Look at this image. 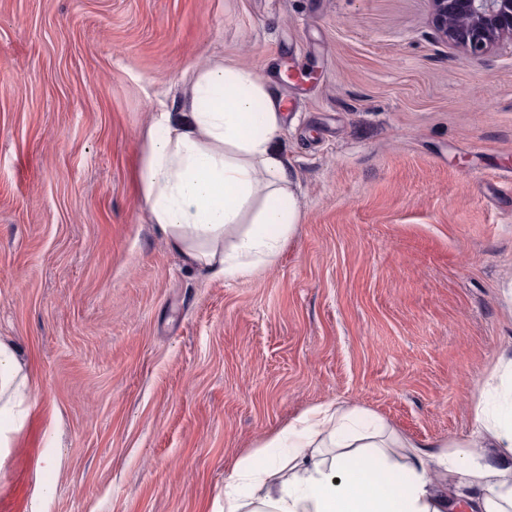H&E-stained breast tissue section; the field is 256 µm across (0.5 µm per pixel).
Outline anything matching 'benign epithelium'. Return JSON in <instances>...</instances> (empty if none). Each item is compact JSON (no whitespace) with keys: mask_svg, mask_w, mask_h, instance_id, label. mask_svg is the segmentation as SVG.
<instances>
[{"mask_svg":"<svg viewBox=\"0 0 512 512\" xmlns=\"http://www.w3.org/2000/svg\"><path fill=\"white\" fill-rule=\"evenodd\" d=\"M437 30L472 57L512 46V0H430Z\"/></svg>","mask_w":512,"mask_h":512,"instance_id":"7a95c632","label":"benign epithelium"}]
</instances>
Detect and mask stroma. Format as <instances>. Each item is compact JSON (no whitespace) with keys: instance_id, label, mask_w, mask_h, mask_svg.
<instances>
[{"instance_id":"stroma-1","label":"stroma","mask_w":512,"mask_h":512,"mask_svg":"<svg viewBox=\"0 0 512 512\" xmlns=\"http://www.w3.org/2000/svg\"><path fill=\"white\" fill-rule=\"evenodd\" d=\"M256 69L301 222L268 265L188 268L137 185L192 65ZM0 340L37 384L0 478L23 512H208L311 406L467 437L512 346V53L430 0H0ZM57 467L54 448H42L33 462V487L24 505V512H45V504L52 491L47 476Z\"/></svg>"}]
</instances>
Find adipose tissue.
<instances>
[{"label":"adipose tissue","instance_id":"adipose-tissue-1","mask_svg":"<svg viewBox=\"0 0 512 512\" xmlns=\"http://www.w3.org/2000/svg\"><path fill=\"white\" fill-rule=\"evenodd\" d=\"M180 118L159 113L138 167L142 200L171 249L194 268L234 278L273 263L301 220L295 177L275 148L283 114L258 71L234 64L189 67ZM464 440L423 444L387 426L353 430L352 409L314 405L257 447H288L254 468L239 458L211 512H512V352L492 371ZM36 383L14 346L0 340V467L17 451ZM54 449L33 462L24 512H45ZM253 490L242 494V482Z\"/></svg>","mask_w":512,"mask_h":512}]
</instances>
